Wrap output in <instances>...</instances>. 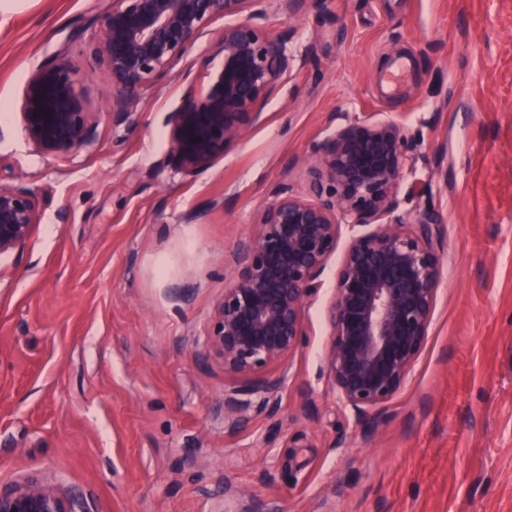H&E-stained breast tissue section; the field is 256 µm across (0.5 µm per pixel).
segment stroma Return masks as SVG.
Masks as SVG:
<instances>
[{"label": "stroma", "mask_w": 512, "mask_h": 512, "mask_svg": "<svg viewBox=\"0 0 512 512\" xmlns=\"http://www.w3.org/2000/svg\"><path fill=\"white\" fill-rule=\"evenodd\" d=\"M110 3L0 0V183L41 202L0 257V485L48 479L87 512H512V0H308L298 21L269 2L299 64L194 176L166 162L178 77L77 156L26 137L25 81L54 54L99 101L86 45ZM369 117L415 140L398 211L444 237L426 347L378 425L344 411L322 371L331 258L279 415L226 434L206 328L237 244L276 186L310 197L334 126Z\"/></svg>", "instance_id": "obj_1"}]
</instances>
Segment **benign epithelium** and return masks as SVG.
<instances>
[{
    "mask_svg": "<svg viewBox=\"0 0 512 512\" xmlns=\"http://www.w3.org/2000/svg\"><path fill=\"white\" fill-rule=\"evenodd\" d=\"M266 0H111L90 55L110 88L96 109L84 75L52 56L23 89L22 127L44 155H72L97 140L102 114L131 125L142 94L173 74L218 17L237 16L211 42L206 81H189L168 112L167 163L186 174L208 169L260 117L297 58L288 35L266 29ZM291 21L308 0H273ZM197 142H191L193 138ZM416 150L391 120L348 122L316 149L307 199L281 185L240 239L236 268L206 329L209 355L224 365V429L235 432L280 410L290 359L306 337L303 315L321 288L342 227L351 236L336 269L327 308L324 366L343 408L360 421L400 391L424 350L433 320L443 239L433 213L392 217L396 188ZM37 194L0 184V255L20 251L40 222ZM0 512H87L81 495L29 479L0 487Z\"/></svg>",
    "mask_w": 512,
    "mask_h": 512,
    "instance_id": "7a95c632",
    "label": "benign epithelium"
}]
</instances>
